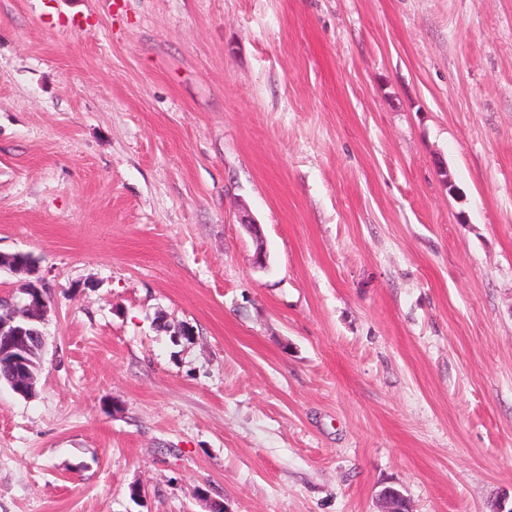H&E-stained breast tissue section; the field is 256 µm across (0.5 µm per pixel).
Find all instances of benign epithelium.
<instances>
[{"instance_id":"obj_1","label":"benign epithelium","mask_w":512,"mask_h":512,"mask_svg":"<svg viewBox=\"0 0 512 512\" xmlns=\"http://www.w3.org/2000/svg\"><path fill=\"white\" fill-rule=\"evenodd\" d=\"M4 268L15 274H35V264L14 262L13 255L5 254ZM28 301L19 308H11L6 313H0V360L5 359L11 365L16 379L11 388L23 397H29L35 389V380L29 377V356L34 347H43L42 333L33 328V324L41 323L44 319L47 303L42 289L36 284L29 283L25 289ZM384 501V512H408L407 502L397 490L386 489L381 493Z\"/></svg>"}]
</instances>
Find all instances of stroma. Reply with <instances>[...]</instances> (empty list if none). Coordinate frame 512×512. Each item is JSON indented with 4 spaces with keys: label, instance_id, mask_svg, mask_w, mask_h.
<instances>
[{
    "label": "stroma",
    "instance_id": "1",
    "mask_svg": "<svg viewBox=\"0 0 512 512\" xmlns=\"http://www.w3.org/2000/svg\"><path fill=\"white\" fill-rule=\"evenodd\" d=\"M0 253V512L511 503L512 0H0ZM25 288L28 301L20 308H8L0 313V361L7 359L16 379L11 388L23 397H29L35 389L36 379H31L29 356L37 346L42 350V333L32 324H40L45 316L47 303L42 289L30 282Z\"/></svg>",
    "mask_w": 512,
    "mask_h": 512
}]
</instances>
